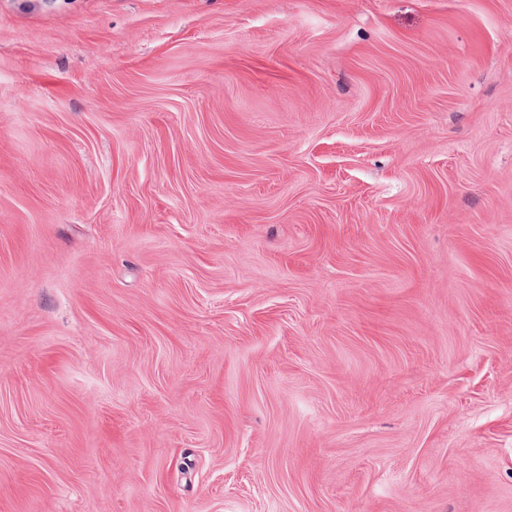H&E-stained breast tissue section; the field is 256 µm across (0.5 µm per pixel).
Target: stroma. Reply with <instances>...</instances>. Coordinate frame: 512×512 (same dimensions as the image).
Returning <instances> with one entry per match:
<instances>
[{
    "instance_id": "1",
    "label": "stroma",
    "mask_w": 512,
    "mask_h": 512,
    "mask_svg": "<svg viewBox=\"0 0 512 512\" xmlns=\"http://www.w3.org/2000/svg\"><path fill=\"white\" fill-rule=\"evenodd\" d=\"M0 512H512V0H0Z\"/></svg>"
}]
</instances>
